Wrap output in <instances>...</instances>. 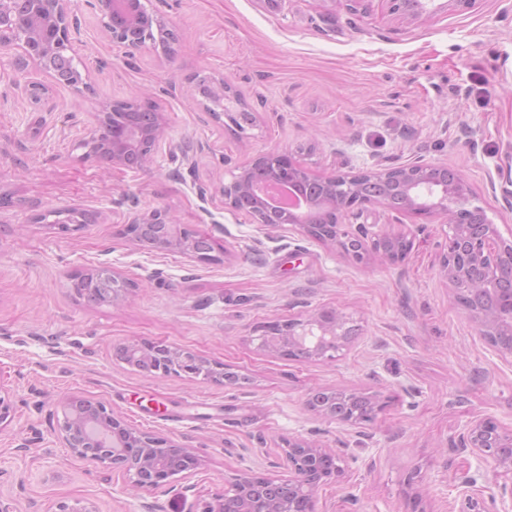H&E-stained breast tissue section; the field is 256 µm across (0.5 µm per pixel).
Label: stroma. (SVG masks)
I'll use <instances>...</instances> for the list:
<instances>
[{"label": "stroma", "instance_id": "obj_1", "mask_svg": "<svg viewBox=\"0 0 512 512\" xmlns=\"http://www.w3.org/2000/svg\"><path fill=\"white\" fill-rule=\"evenodd\" d=\"M178 34L173 55L125 53L102 35L84 0L76 45L93 94L51 101L14 93L17 49L0 48V389L14 404L0 426V504L54 512L82 499L98 512H200L232 475L277 476L285 441L335 449L342 477L321 484L315 512H458L466 474L494 487L452 441L490 416L512 430V363L479 337L440 272V218L368 207L372 229L411 232L404 262L358 263L293 226L266 228L214 193L260 153L310 147L317 174L416 160L462 172L473 205L512 229L498 169L512 158V0L421 22L398 21L387 0H145ZM221 75L256 126L231 131L191 99L193 80ZM139 96L166 113V149L153 165L112 172L80 146L101 103ZM128 197L163 207L224 246L220 262L151 251L123 237ZM76 207L90 222L62 232L37 213ZM107 264L134 281L117 305L92 304L70 274ZM323 309L340 311L353 340L334 358L300 363L258 348L256 329ZM162 341L236 371L225 387L152 377L112 357L114 345ZM380 394L374 421L318 417L311 390ZM69 397L103 402L129 425L195 449L199 467L169 489L134 494L120 472L81 459L58 439Z\"/></svg>", "mask_w": 512, "mask_h": 512}]
</instances>
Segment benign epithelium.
<instances>
[{"label":"benign epithelium","instance_id":"1","mask_svg":"<svg viewBox=\"0 0 512 512\" xmlns=\"http://www.w3.org/2000/svg\"><path fill=\"white\" fill-rule=\"evenodd\" d=\"M85 2L112 44L130 53L145 45L132 35L138 24L154 25L158 32L169 36V41L175 39L168 21L148 12L144 0ZM387 2L389 11L398 19L417 22L450 7L467 8L473 0ZM75 32L77 26L70 13L69 0H0V47L5 49L17 43L22 49L21 57L12 62L16 72L13 86L21 96L37 103L47 97L53 87L61 85L78 96L93 91L89 72L79 70L74 80L66 82L60 79L53 66V60L58 56L73 60ZM32 71L40 73L43 79H30ZM192 98L215 119L235 115L246 108L241 95L222 76L201 78ZM136 102L137 98L132 97L119 103H102L96 122L82 141L87 148L85 157L97 159L109 169L130 167L128 158L132 152L142 158L141 164L137 165L139 169L153 159L161 148L167 128L166 113L160 110L154 112L152 126L112 134L109 156L102 157L95 152V145L101 140L109 119L117 118L120 108ZM277 156L283 158L289 167L306 175L309 181L333 188L339 183L349 185L355 179L367 177L400 181L407 194L404 211L415 213L425 204L430 208V214L443 217L448 224L439 265L453 292L461 288H476L481 294L512 287V240L503 238L496 225L488 221L476 229L474 225L463 224L459 220L463 203L468 204L472 211L482 212V208L472 205L471 189L460 172L450 171L446 181L432 186L423 194L422 181L437 165L422 160L343 175H316L298 156L288 151L279 152ZM251 173L252 165L243 166L230 182L218 185L217 193L224 206L232 211L238 210L237 198L253 190ZM374 204V199L350 196L337 199L333 203L336 218L325 233L319 232L304 213L288 214V223L298 226L303 235L336 247L338 252L353 261L363 263L379 258L392 264L394 254L386 249V244L392 242L411 249L414 240L410 234L391 230L371 232L362 224L355 227L349 224V219ZM49 219L54 224H73L78 229L87 223L86 214L77 208L51 209L37 216L39 223ZM127 224H166L172 229V234L158 249L181 253L201 262L216 260L213 255L198 252L195 248L197 232L177 223L165 209L131 212ZM91 273L107 286L108 301L113 304L125 299L135 287L132 281L110 266L101 265ZM468 314L485 342L502 358L512 359V340L507 344L498 340V329L503 326L512 336V296L493 311L470 308ZM344 325L343 315L335 310H322L291 320L286 336L296 353L294 360L309 363L334 358V353L340 349L336 342L345 335ZM127 348L143 356L153 355L158 366L148 371L151 376H202L218 385L224 382L222 365L212 363L190 349L160 341H135L127 344ZM72 403L73 399L69 398L61 406L62 418L57 421L59 438L73 455L122 472L133 489L153 491L163 488L178 477H188L197 467L198 458L191 448L131 427L101 402L86 406L79 415L72 412ZM458 447L469 452L478 462L493 465L497 477L502 479V483L497 485L498 493L486 499L475 478L462 477L456 485L457 496L461 499L459 512H512V434L505 432L494 418L484 417L464 426L458 435ZM325 457L334 458L336 452L306 440H290L280 463L283 475L269 477L252 471L235 474L225 481L224 491L204 503L201 512H225L224 503L230 498L245 499L240 512H296L288 498L281 499L275 508L269 505L264 487L267 482L298 491L309 499L306 512H314L311 488L323 476L320 461ZM54 512L98 510L87 501L72 500L58 502Z\"/></svg>","mask_w":512,"mask_h":512}]
</instances>
